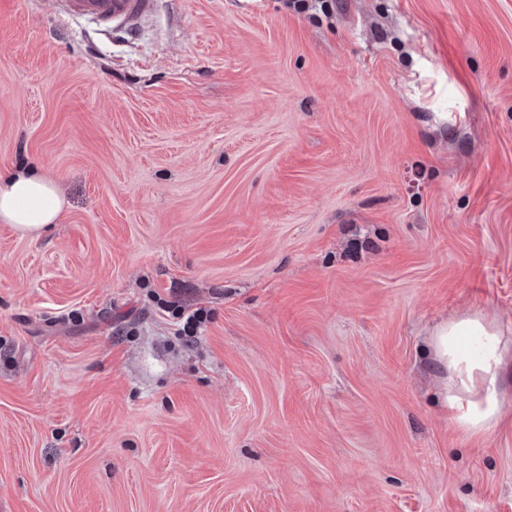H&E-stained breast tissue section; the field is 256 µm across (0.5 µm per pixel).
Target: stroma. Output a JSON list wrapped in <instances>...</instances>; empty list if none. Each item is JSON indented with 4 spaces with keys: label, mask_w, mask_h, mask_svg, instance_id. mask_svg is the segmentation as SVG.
Returning <instances> with one entry per match:
<instances>
[{
    "label": "stroma",
    "mask_w": 512,
    "mask_h": 512,
    "mask_svg": "<svg viewBox=\"0 0 512 512\" xmlns=\"http://www.w3.org/2000/svg\"><path fill=\"white\" fill-rule=\"evenodd\" d=\"M0 512H512L435 323L512 342V0H0ZM204 309L193 337L172 304ZM146 0H61L69 14L90 17L104 25L127 18ZM65 206L54 182L31 171L0 176V221L21 236H35L58 224Z\"/></svg>",
    "instance_id": "35a3bbf8"
}]
</instances>
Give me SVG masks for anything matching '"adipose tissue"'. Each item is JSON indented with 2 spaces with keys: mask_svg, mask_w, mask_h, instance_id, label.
Returning <instances> with one entry per match:
<instances>
[{
  "mask_svg": "<svg viewBox=\"0 0 512 512\" xmlns=\"http://www.w3.org/2000/svg\"><path fill=\"white\" fill-rule=\"evenodd\" d=\"M64 206L48 177L21 170L0 176V222L20 235L59 223ZM429 348L444 373L442 403L453 422L465 434H484L502 414V371L512 348L478 314L435 325Z\"/></svg>",
  "mask_w": 512,
  "mask_h": 512,
  "instance_id": "adipose-tissue-1",
  "label": "adipose tissue"
}]
</instances>
